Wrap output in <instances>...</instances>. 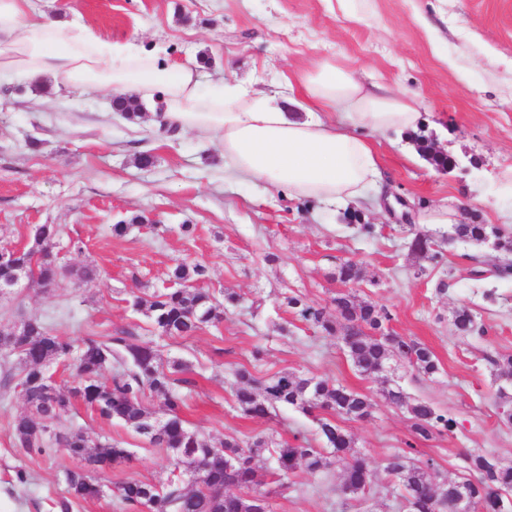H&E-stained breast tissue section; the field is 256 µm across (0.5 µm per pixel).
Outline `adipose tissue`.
I'll return each mask as SVG.
<instances>
[{
    "label": "adipose tissue",
    "mask_w": 512,
    "mask_h": 512,
    "mask_svg": "<svg viewBox=\"0 0 512 512\" xmlns=\"http://www.w3.org/2000/svg\"><path fill=\"white\" fill-rule=\"evenodd\" d=\"M31 8L32 0H0V80L49 78L59 95L135 92L159 105L158 127L216 143L230 170L294 196L329 205L357 200L379 170L371 145L354 128L408 130L419 119L415 99L373 92L328 60L298 76L310 104L302 116L287 112L278 98L221 81L205 94L196 67L164 64L77 23L28 19ZM336 108L345 111L350 129L323 117V110Z\"/></svg>",
    "instance_id": "adipose-tissue-1"
}]
</instances>
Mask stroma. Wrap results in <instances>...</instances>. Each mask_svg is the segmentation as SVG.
<instances>
[{
  "instance_id": "35a3bbf8",
  "label": "stroma",
  "mask_w": 512,
  "mask_h": 512,
  "mask_svg": "<svg viewBox=\"0 0 512 512\" xmlns=\"http://www.w3.org/2000/svg\"><path fill=\"white\" fill-rule=\"evenodd\" d=\"M50 17L77 20L102 39L155 51L171 64L199 68L202 88L218 81L276 97L289 96L286 76L329 59L368 88L401 92L420 103V122L402 134H372L380 190L337 207L240 176L224 177V157L195 134L155 130L153 109L138 121L114 112L108 90L61 100L35 82H0V242L29 244L35 224L59 229L53 249L68 273L50 288L32 284L0 302V325L36 316L55 333L79 340L125 329L153 336L149 320L128 302L167 285L179 260L208 270L216 296L237 293L240 306L188 339L159 343L162 358L186 360L197 381L185 418L213 441L248 440L275 429L282 439L317 438L314 417L280 408L270 420L241 415L233 373L259 377L288 370L316 375L368 394V419L344 421L354 449L376 469L370 490L341 491L339 469L297 470L271 499L272 512H407L402 491L386 479L387 458L414 445L432 483L465 475L466 453L512 462V424L499 416L500 380L492 361L512 352V274L472 277L494 264L493 251L470 243L442 244L428 260L412 253L418 233L441 237L440 219L497 224L512 233V195L497 177L512 167V0H33ZM37 147H29V140ZM438 145L455 165L439 173L418 140ZM151 154L153 164L136 159ZM127 225L124 236L112 234ZM194 225L184 234L183 225ZM374 225L372 234L360 227ZM358 261L359 281L345 285L336 270ZM94 264V286H76V272ZM354 295L388 309L387 332L425 343L440 362L431 377L399 368L414 399L431 402L454 421L452 431L416 439L406 410L381 395L383 376H361L341 343L297 320L285 299L299 296L335 314L336 296ZM469 307L480 331L460 337L454 311ZM263 346L253 361L255 346ZM26 409L18 388H0V512H55L65 495L71 458L25 455L10 423ZM72 427L135 451L133 465L103 473L108 487L170 475L165 449L148 445L84 406ZM28 475L26 485L16 471Z\"/></svg>"
}]
</instances>
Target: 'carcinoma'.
<instances>
[{
  "label": "carcinoma",
  "instance_id": "carcinoma-1",
  "mask_svg": "<svg viewBox=\"0 0 512 512\" xmlns=\"http://www.w3.org/2000/svg\"><path fill=\"white\" fill-rule=\"evenodd\" d=\"M451 236L478 246L492 245L504 256L496 272L512 268V236L495 224H453ZM58 228L44 225V233L34 238L27 250L17 251L15 265L0 266V282L10 280L20 268L32 272L31 281L46 283L63 274V268L50 258ZM206 267L200 263H177L171 280L176 287L162 292L135 295L132 308L143 313L157 331V338L138 339L128 331L110 336H87L73 341L47 328L37 317L29 318L26 328L0 336V359L5 369L3 385L14 374L9 359L21 367L17 386L27 411L11 422L15 445L27 455H43L56 448L75 459L79 466L65 472L68 496L56 502L59 512H71L72 500L91 501L101 495L102 484L96 475L133 464V452L110 437L90 439L65 425L67 416L80 403L97 411L101 420L121 424L169 454L171 477L154 484L139 480L115 486L119 502L140 512H271L270 498L276 490L267 487L265 477L279 483L302 467L316 474L340 467L342 491L350 495L365 493L373 477L369 459L352 452L353 437L336 418L363 420L371 415L373 400L345 385L333 384L315 375L280 371L258 378L242 365L235 372L233 396L242 415L265 420L281 407H292L313 414L321 447L306 439L290 445L277 438V432L243 441L226 439L218 444L183 419L187 393L193 385L190 365L179 359L162 360L156 339L192 337L224 319L225 305L241 302L230 295L217 299L204 287ZM338 318L327 317L325 307L301 297L286 298L285 305L296 318L332 335L342 343L352 365L362 375L383 373L391 362L432 376L440 369L435 353L415 339L384 331L389 320L385 308L373 303L358 304L348 295L336 297ZM456 330L468 335L475 330L476 317L467 307L453 316ZM52 365L71 368L75 384L59 386L48 375ZM111 380H102L108 366ZM163 398L156 414L146 404L148 397ZM384 398L407 410L412 431L418 439L439 432H450L452 419L430 403L414 400L400 387L388 385ZM53 423L58 435L47 441L36 433V420ZM269 455H264V452ZM469 477L462 480L472 496L473 512H498V505L512 493V465L502 464L486 454L466 458ZM387 477L401 485L411 512H448L452 482L432 483L425 468L414 462L411 452L389 458L383 467Z\"/></svg>",
  "mask_w": 512,
  "mask_h": 512
}]
</instances>
